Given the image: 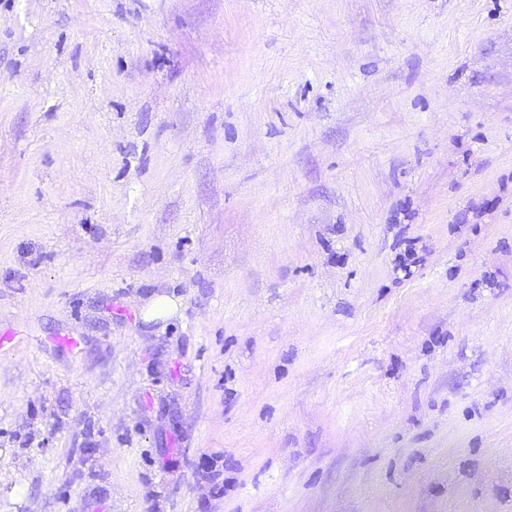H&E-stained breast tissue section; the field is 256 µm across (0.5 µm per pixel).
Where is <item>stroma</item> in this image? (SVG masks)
<instances>
[{"instance_id":"1","label":"stroma","mask_w":512,"mask_h":512,"mask_svg":"<svg viewBox=\"0 0 512 512\" xmlns=\"http://www.w3.org/2000/svg\"><path fill=\"white\" fill-rule=\"evenodd\" d=\"M7 330L0 512H512V0H0ZM141 316L146 323L167 322L181 315L180 298L167 294H151L140 298Z\"/></svg>"}]
</instances>
